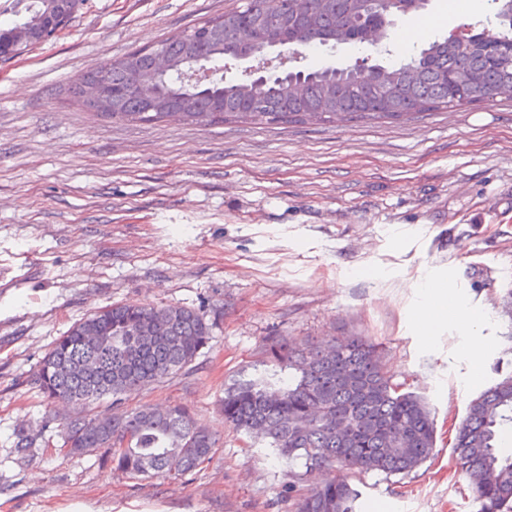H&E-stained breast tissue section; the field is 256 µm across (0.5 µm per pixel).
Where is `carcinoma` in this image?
<instances>
[{
  "label": "carcinoma",
  "mask_w": 512,
  "mask_h": 512,
  "mask_svg": "<svg viewBox=\"0 0 512 512\" xmlns=\"http://www.w3.org/2000/svg\"><path fill=\"white\" fill-rule=\"evenodd\" d=\"M428 0H243V4L188 28L190 34L159 41L170 71L150 70L143 47L92 65L72 94L94 114L112 120L153 122L177 118L198 126L230 120L297 123L322 120L394 119L438 109L496 100L512 84V0H491L497 12L480 33L462 44L429 43L400 66L377 65L362 75L357 64L331 72L308 71L305 97L286 80H224V61L246 53L242 41L285 43L289 57L310 45L354 43L353 18L385 27L419 11ZM25 15L0 25V63L12 60L66 29L84 0H15ZM213 70L207 86L187 79L190 69ZM106 88L100 99L85 85ZM213 322L181 305H108L74 323L40 362L37 382L46 404L67 402L72 414L61 423L63 447L71 454H102V461L129 477L147 480L184 476L210 460L219 438L191 409H129L101 420L92 413L105 398L163 384L188 371L212 335ZM283 378L258 371L224 389V421L265 441L279 457L305 467H341L345 474L312 488L294 512H358L355 475L377 472L409 476L434 454L435 427L429 404L402 393L382 371L377 347L361 338L306 350L275 353ZM512 424V375L470 401L452 444L456 466L469 482L478 512H512V457L496 447Z\"/></svg>",
  "instance_id": "cac0c4a2"
}]
</instances>
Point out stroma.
Listing matches in <instances>:
<instances>
[{
	"mask_svg": "<svg viewBox=\"0 0 512 512\" xmlns=\"http://www.w3.org/2000/svg\"><path fill=\"white\" fill-rule=\"evenodd\" d=\"M238 3L85 0L69 27L0 63V512H290L338 469L286 463L226 425L216 401L270 367L272 348L348 335L377 345L436 428L432 462L405 478L363 474L362 500L477 512L451 445L469 400L512 373V99L203 129L104 119L69 94L93 64ZM489 13L487 0H429L379 48L314 45L299 67L399 65ZM127 302L215 322L187 373L125 401L189 405L219 436L211 461L180 479L142 482L67 454L58 418L71 408L45 406L35 383L59 336ZM26 432L33 444L17 452Z\"/></svg>",
	"mask_w": 512,
	"mask_h": 512,
	"instance_id": "35a3bbf8",
	"label": "stroma"
}]
</instances>
